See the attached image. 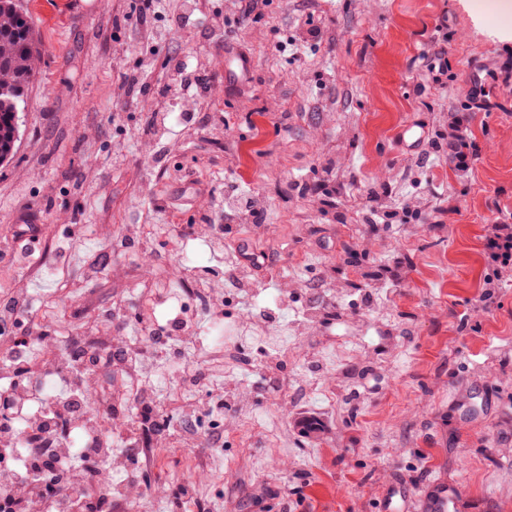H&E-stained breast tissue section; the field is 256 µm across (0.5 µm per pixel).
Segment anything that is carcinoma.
<instances>
[{
    "mask_svg": "<svg viewBox=\"0 0 512 512\" xmlns=\"http://www.w3.org/2000/svg\"><path fill=\"white\" fill-rule=\"evenodd\" d=\"M40 57L32 17L22 0H0V163L18 150L21 105Z\"/></svg>",
    "mask_w": 512,
    "mask_h": 512,
    "instance_id": "1",
    "label": "carcinoma"
}]
</instances>
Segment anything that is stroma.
I'll return each instance as SVG.
<instances>
[{
	"instance_id": "1",
	"label": "stroma",
	"mask_w": 512,
	"mask_h": 512,
	"mask_svg": "<svg viewBox=\"0 0 512 512\" xmlns=\"http://www.w3.org/2000/svg\"><path fill=\"white\" fill-rule=\"evenodd\" d=\"M480 0H269L239 22V0H23L41 56L20 114V141L0 166V303L24 288L41 304L33 331L123 340L151 310L143 282L177 284L168 247L111 255L125 224H220L224 197L248 189L265 223L236 225L239 242L272 255L252 270L269 296L287 291L292 320L322 283L334 286V323L313 324L275 377L244 361L237 394L260 430L285 433L266 451L234 412L213 417L221 447L201 454L170 436L138 435L160 470L131 454L136 485L164 496V512H379L392 485L417 494L430 478L462 491L449 512H512V269L496 304L479 297L491 272L480 255L485 225L512 213V17L494 21ZM319 28L315 46L278 43ZM249 56L253 77L224 78V46ZM442 62L439 82L428 65ZM207 75L205 91L181 83ZM486 80L476 109L473 79ZM177 112L191 123L174 122ZM418 120L423 141L398 140ZM476 158H448L451 136ZM257 142L249 156L239 143ZM335 188L325 209L320 183ZM420 211L381 224L370 208ZM39 228L38 274L11 260L19 229ZM68 241V262L56 246ZM398 268L400 282L379 278ZM348 348L341 369L315 372L314 353ZM192 483V499L180 498Z\"/></svg>"
}]
</instances>
